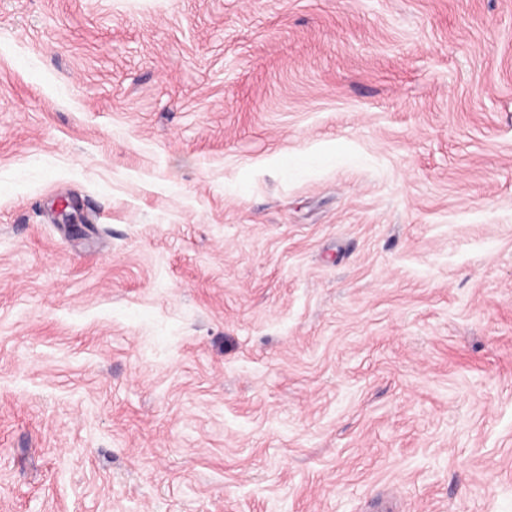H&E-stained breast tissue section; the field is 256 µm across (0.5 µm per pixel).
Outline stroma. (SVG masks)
Segmentation results:
<instances>
[{"instance_id":"stroma-1","label":"stroma","mask_w":512,"mask_h":512,"mask_svg":"<svg viewBox=\"0 0 512 512\" xmlns=\"http://www.w3.org/2000/svg\"><path fill=\"white\" fill-rule=\"evenodd\" d=\"M0 512H512V0H0Z\"/></svg>"}]
</instances>
